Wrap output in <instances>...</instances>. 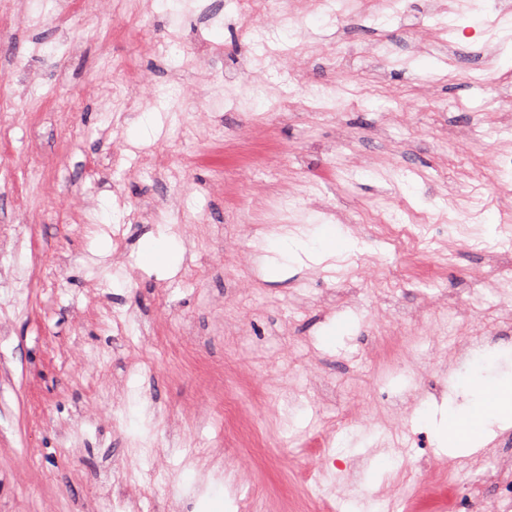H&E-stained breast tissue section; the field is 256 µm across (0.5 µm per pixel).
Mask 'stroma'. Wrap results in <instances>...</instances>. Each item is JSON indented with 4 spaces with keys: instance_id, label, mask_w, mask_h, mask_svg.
I'll use <instances>...</instances> for the list:
<instances>
[{
    "instance_id": "obj_1",
    "label": "stroma",
    "mask_w": 512,
    "mask_h": 512,
    "mask_svg": "<svg viewBox=\"0 0 512 512\" xmlns=\"http://www.w3.org/2000/svg\"><path fill=\"white\" fill-rule=\"evenodd\" d=\"M218 24L187 21L185 50L150 59L184 0H99L57 27L39 0H10L0 30V225H13L24 282H0V512H105L102 484L124 470L153 472L128 494L139 512H235V495L262 488L278 498H324L336 512H470L467 485L444 481L455 452L432 424L475 393L468 378L512 377V278L471 293L500 252L512 183L485 187L512 138L470 134L467 118L438 108L471 103L448 50L428 27V0H409L395 24L371 29L296 8L305 36L282 27L288 57L246 66L255 43L231 5L208 0ZM344 36L341 63L298 52L301 38L329 46ZM402 51L392 63L371 53L379 37ZM205 41L219 57L197 50ZM143 56L138 74L114 60ZM248 93L251 109L216 102L208 78ZM359 93L367 110L340 115L274 110L278 95L318 83ZM122 86L138 113L112 96ZM128 160L115 169L114 148ZM186 166L183 182L156 180L141 159ZM319 199L304 198L310 179ZM301 195L292 231L312 234L335 211L349 238L338 258L315 263L305 249L289 271L266 276L253 234L264 214L255 194ZM428 217L437 280L408 277L377 215L394 198ZM186 200L197 223L189 238L152 212ZM174 240L173 261L145 264L151 240ZM473 311L470 326L439 346L438 307ZM130 316L118 330L117 314ZM417 334L420 353L402 368L377 359L383 337ZM223 373L233 422L196 423L211 404L206 377ZM112 393L102 403V390ZM346 424L329 429L334 418ZM325 438L343 466L328 470ZM214 449L238 473L236 489L184 464L179 440ZM151 442L152 455L141 453ZM392 464L381 471V460Z\"/></svg>"
}]
</instances>
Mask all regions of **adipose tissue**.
Wrapping results in <instances>:
<instances>
[{"mask_svg": "<svg viewBox=\"0 0 512 512\" xmlns=\"http://www.w3.org/2000/svg\"><path fill=\"white\" fill-rule=\"evenodd\" d=\"M494 417L505 423L512 421L511 378L496 381L491 392H479L477 402L468 410L444 413L437 425L438 436L451 449L476 452L486 441Z\"/></svg>", "mask_w": 512, "mask_h": 512, "instance_id": "ef3b65f1", "label": "adipose tissue"}]
</instances>
